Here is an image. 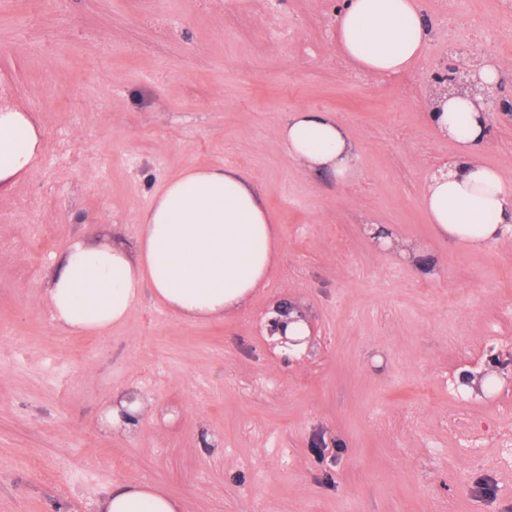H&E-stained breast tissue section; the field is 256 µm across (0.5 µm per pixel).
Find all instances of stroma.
I'll list each match as a JSON object with an SVG mask.
<instances>
[{
  "label": "stroma",
  "instance_id": "stroma-1",
  "mask_svg": "<svg viewBox=\"0 0 512 512\" xmlns=\"http://www.w3.org/2000/svg\"><path fill=\"white\" fill-rule=\"evenodd\" d=\"M338 2L0 0V105L44 143L0 193V512H93L119 483L184 512H512V237L448 242L421 203L457 151L427 122L425 74L475 42L511 96L512 0L430 11L424 56L384 76L338 50ZM301 108L356 141L353 177L291 159L276 130ZM480 159L512 186V116L493 114ZM196 166L258 180L281 237L268 283L220 319H179L146 292L104 334L55 326L54 255L134 244L155 191ZM280 302L309 326L294 353L267 334ZM119 395L149 401L135 434L104 425ZM365 232L374 241L394 249V252L402 258L414 263L425 278H432L436 275L434 264L410 242L397 237L390 228L382 227L378 224H366Z\"/></svg>",
  "mask_w": 512,
  "mask_h": 512
}]
</instances>
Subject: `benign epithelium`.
<instances>
[{
    "label": "benign epithelium",
    "mask_w": 512,
    "mask_h": 512,
    "mask_svg": "<svg viewBox=\"0 0 512 512\" xmlns=\"http://www.w3.org/2000/svg\"><path fill=\"white\" fill-rule=\"evenodd\" d=\"M481 65V57L478 52H470L467 60L455 64L450 67H445L442 64H437L431 68L426 76V81L433 88V94L442 92L459 93L466 89L472 93L482 95L479 101L480 110L486 113L500 112L502 114L512 116V101L506 99H499L493 92L481 91L476 87L473 76L477 72V67ZM278 317L272 320L270 332L273 334H280L281 343L288 346H298L302 343L300 339H291L285 335V324L287 321L283 320V316L288 314V308L280 306L277 308Z\"/></svg>",
    "instance_id": "1"
}]
</instances>
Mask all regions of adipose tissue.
<instances>
[{
	"instance_id": "obj_1",
	"label": "adipose tissue",
	"mask_w": 512,
	"mask_h": 512,
	"mask_svg": "<svg viewBox=\"0 0 512 512\" xmlns=\"http://www.w3.org/2000/svg\"><path fill=\"white\" fill-rule=\"evenodd\" d=\"M429 39L415 0H343L336 15L340 50L371 74L407 70ZM427 120L459 148L423 194L436 234L476 250L512 234V187L478 158L491 134L487 115L455 95L428 110ZM277 134L301 168L343 180L354 171L355 144L330 113L297 110ZM40 152L41 131L30 115L0 109V189L32 174ZM279 249L254 180L232 168L187 169L168 179L140 215L135 250L74 240L56 256L44 299L58 327L75 334L122 323L146 289L181 319L224 317L268 281ZM94 512H182V505L155 486L119 484Z\"/></svg>"
}]
</instances>
